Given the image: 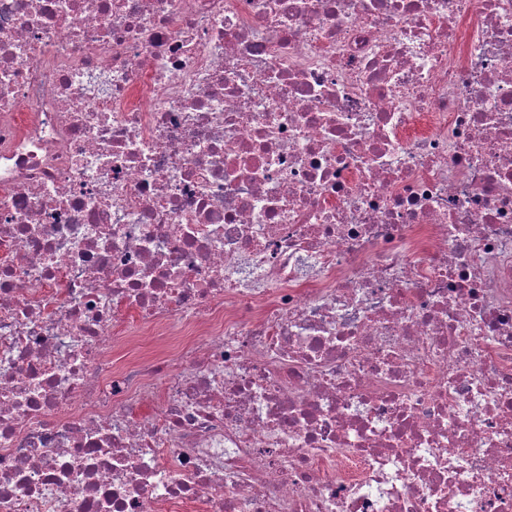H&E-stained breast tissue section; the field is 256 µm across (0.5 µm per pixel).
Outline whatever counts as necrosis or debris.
Returning <instances> with one entry per match:
<instances>
[{"label":"necrosis or debris","mask_w":512,"mask_h":512,"mask_svg":"<svg viewBox=\"0 0 512 512\" xmlns=\"http://www.w3.org/2000/svg\"><path fill=\"white\" fill-rule=\"evenodd\" d=\"M0 512H512V0H0Z\"/></svg>","instance_id":"necrosis-or-debris-1"}]
</instances>
